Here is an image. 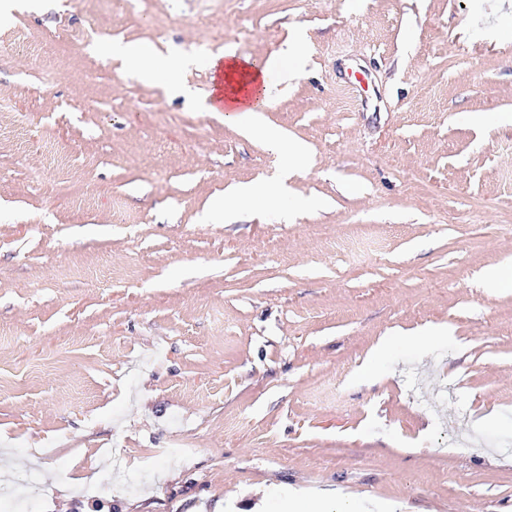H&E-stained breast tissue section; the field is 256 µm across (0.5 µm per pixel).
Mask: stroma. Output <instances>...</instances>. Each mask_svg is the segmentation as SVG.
<instances>
[{
    "mask_svg": "<svg viewBox=\"0 0 512 512\" xmlns=\"http://www.w3.org/2000/svg\"><path fill=\"white\" fill-rule=\"evenodd\" d=\"M501 3L0 17V512H313L318 494L330 512H512V281L484 285L512 270ZM110 42L181 58L190 95ZM284 48L300 73L269 75L262 117L310 151L290 175L250 117L206 108L211 60ZM280 177L279 199L211 215ZM63 182L89 200L66 205ZM427 325L448 333L414 338ZM476 428L487 445L457 453ZM257 188L250 184H240L224 191V195L217 197L212 205L216 212L223 213L224 218L233 213L235 204L246 202L257 193Z\"/></svg>",
    "mask_w": 512,
    "mask_h": 512,
    "instance_id": "35a3bbf8",
    "label": "stroma"
}]
</instances>
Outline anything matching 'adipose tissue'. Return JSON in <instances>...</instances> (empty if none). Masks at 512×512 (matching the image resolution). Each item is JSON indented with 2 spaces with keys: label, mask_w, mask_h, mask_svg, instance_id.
I'll return each instance as SVG.
<instances>
[{
  "label": "adipose tissue",
  "mask_w": 512,
  "mask_h": 512,
  "mask_svg": "<svg viewBox=\"0 0 512 512\" xmlns=\"http://www.w3.org/2000/svg\"><path fill=\"white\" fill-rule=\"evenodd\" d=\"M108 52L124 57L133 62L141 80L155 83L166 80L167 83L176 84L180 81L181 61H159L154 53L139 45H108ZM224 80V119L231 123H238L241 114H257L265 111L270 105V97L265 85V73L253 69L249 61L238 60L235 56H227L221 67Z\"/></svg>",
  "instance_id": "1"
}]
</instances>
